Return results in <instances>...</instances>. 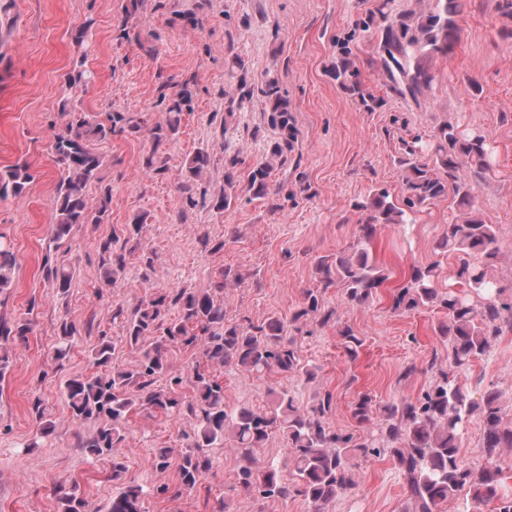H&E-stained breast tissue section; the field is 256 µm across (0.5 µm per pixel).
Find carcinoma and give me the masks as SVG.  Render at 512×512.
Instances as JSON below:
<instances>
[{
  "label": "carcinoma",
  "mask_w": 512,
  "mask_h": 512,
  "mask_svg": "<svg viewBox=\"0 0 512 512\" xmlns=\"http://www.w3.org/2000/svg\"><path fill=\"white\" fill-rule=\"evenodd\" d=\"M395 0H375L363 28L379 32L377 64L386 86L398 96L415 103L427 97L433 74L427 66L431 57L452 53L460 31L458 16L461 0H417L416 6L394 9ZM336 77L358 95L364 106L373 102L371 94L358 80L354 62L347 55L336 63ZM260 92L266 103L264 117L275 138L268 145L267 157L252 166L246 181L237 175L241 160L224 157V191L219 207L229 210L241 193L271 200L272 210H282L296 190L283 183L272 184L274 167L294 161L298 131L288 100L281 93L278 78L266 71L255 84L240 78L237 89L226 92L229 104L241 109L246 100ZM193 93L186 80L167 98L166 118L153 122L146 112H114L107 122L80 114L53 134L56 163L64 172L56 188L50 224V240L56 247L69 240L76 224H102L108 218L110 189L93 200L87 186L97 178L103 158L93 143L119 135L136 138L148 134L151 152L144 158L148 171L159 176L166 171V157L160 148L174 142L180 134L182 117L189 109ZM210 163L209 154L199 150L184 161L186 182L180 186L189 203L192 183L201 179ZM397 165L401 171L402 202L390 200L384 188L372 190L354 204L359 212L358 242L350 253H340L317 262L319 285L304 291L302 306L284 321L268 317L255 321L248 315L229 322L225 319L224 289L237 286L242 277L226 267L219 279L206 288H163L128 308L113 309V318L122 320L124 335L119 342L136 350L138 358L128 364L114 363L116 343L101 335L92 349L98 371L90 376H74L65 381L64 395L73 415L97 424L96 429L78 442V447L93 458H104L126 440L130 414L136 410L169 416H188L195 425L194 436L176 459L180 484L194 489L212 469L208 449L230 445L239 457V484L257 490L265 498L287 499L299 495L312 512L325 507L352 485L350 460L388 452L396 458L399 470L416 512H440L443 503L467 488L471 493L467 512H480V505L496 500V512H512V495L502 492V468L497 463L500 449L512 448V423L506 424L500 405L501 392L485 391L471 398L456 372L488 353L504 331H512V302L502 299V289L489 268L497 256L492 225L470 216L448 225L437 249L458 255L457 282L461 288L438 287V264L414 266L401 282L389 290L393 310L412 311L435 305L445 312L446 321L439 335L448 340L450 367L438 370L439 376L414 400L378 408L372 397L362 393L352 405V416L360 427L378 425L380 436L344 432L330 428L325 421L331 410L329 392L305 407L286 391H269L267 408L231 409L224 403V385L207 373L195 370L193 395L182 391L184 377L173 370L164 344L175 348L202 350L206 361L222 367L243 368L262 378L271 372L293 375L305 381L315 371L304 364L288 330L300 321L328 324L336 311L325 308L322 293L336 286L343 289L346 301L363 306L378 295L389 275L373 259L369 245L380 224H410L413 215L429 205L448 198L453 192L458 206L473 209L475 187L491 171L490 144L480 133L465 134L446 119L428 137L411 130L400 137ZM33 179L26 166L9 167L0 172V198L21 194ZM145 219L134 217L125 230L112 232L100 244L106 254L99 269L102 288H116L126 269V249L140 241ZM17 259L10 246L0 242V296L12 287ZM46 277L53 287L66 293L72 286L74 269L61 264L47 266ZM28 319L0 318V377L9 367L11 345L27 340L31 333ZM77 327L64 321L59 326L60 342L56 360L68 358L70 338ZM158 335L163 342L150 343ZM348 359H357L363 342L345 326L339 329ZM479 415L483 422V448L487 463L480 468L465 464L461 439L467 421ZM281 434L288 448L291 477L283 480L273 463L262 465L256 457L271 436ZM59 512H88L87 502L75 485L60 481L54 487ZM143 488L130 485L112 497L107 512H144Z\"/></svg>",
  "instance_id": "carcinoma-1"
}]
</instances>
